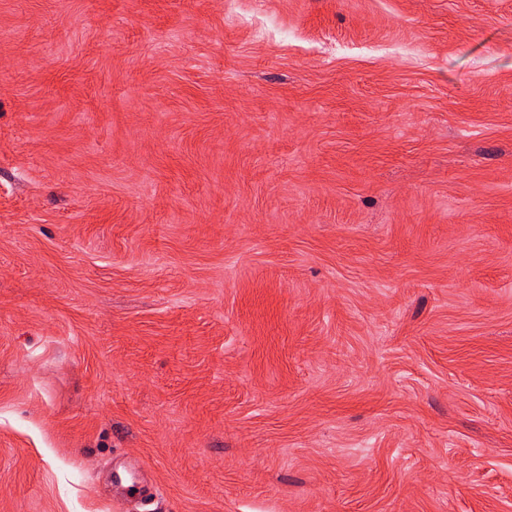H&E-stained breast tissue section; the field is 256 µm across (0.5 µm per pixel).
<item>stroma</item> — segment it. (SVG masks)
<instances>
[{"instance_id":"1","label":"stroma","mask_w":512,"mask_h":512,"mask_svg":"<svg viewBox=\"0 0 512 512\" xmlns=\"http://www.w3.org/2000/svg\"><path fill=\"white\" fill-rule=\"evenodd\" d=\"M0 512H512V0H0Z\"/></svg>"}]
</instances>
